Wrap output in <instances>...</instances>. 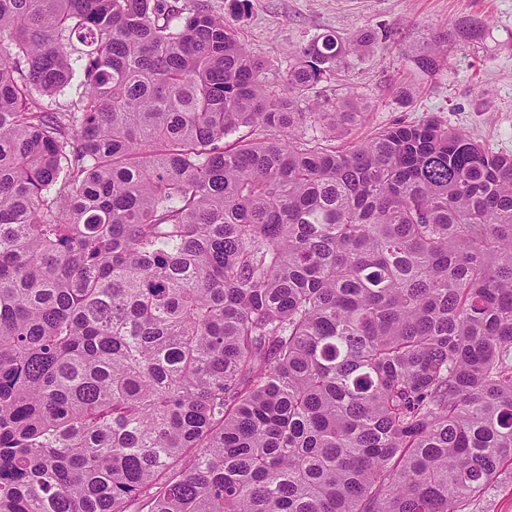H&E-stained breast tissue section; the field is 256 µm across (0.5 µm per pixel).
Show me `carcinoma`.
Listing matches in <instances>:
<instances>
[{
    "mask_svg": "<svg viewBox=\"0 0 512 512\" xmlns=\"http://www.w3.org/2000/svg\"><path fill=\"white\" fill-rule=\"evenodd\" d=\"M391 38L271 75L203 0H0V512H464L512 463V154L301 133Z\"/></svg>",
    "mask_w": 512,
    "mask_h": 512,
    "instance_id": "cac0c4a2",
    "label": "carcinoma"
}]
</instances>
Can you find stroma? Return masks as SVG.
Here are the masks:
<instances>
[{"label":"stroma","instance_id":"obj_1","mask_svg":"<svg viewBox=\"0 0 512 512\" xmlns=\"http://www.w3.org/2000/svg\"><path fill=\"white\" fill-rule=\"evenodd\" d=\"M207 2L230 17L253 56L278 72L287 70L292 49L323 34L350 40L382 27L396 32V42L346 57L335 77L309 92L326 105L357 97L370 113L367 123L333 137L308 127L306 137L345 148L392 124L434 117L512 154V0H248L237 14L230 0ZM461 22L473 33L449 45L436 73H421L414 51Z\"/></svg>","mask_w":512,"mask_h":512}]
</instances>
